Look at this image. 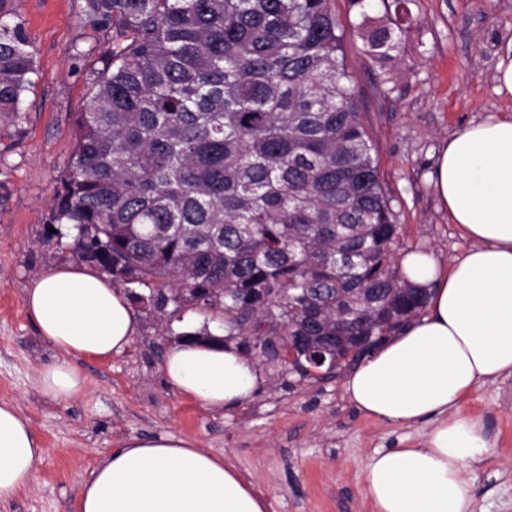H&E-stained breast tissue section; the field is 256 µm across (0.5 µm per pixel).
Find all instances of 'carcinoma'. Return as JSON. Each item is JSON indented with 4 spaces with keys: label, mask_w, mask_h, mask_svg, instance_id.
I'll list each match as a JSON object with an SVG mask.
<instances>
[{
    "label": "carcinoma",
    "mask_w": 512,
    "mask_h": 512,
    "mask_svg": "<svg viewBox=\"0 0 512 512\" xmlns=\"http://www.w3.org/2000/svg\"><path fill=\"white\" fill-rule=\"evenodd\" d=\"M364 54L400 51L415 0H348ZM0 0V112L18 118L36 71L26 23ZM111 48L55 193L53 223L152 313L204 312L245 352L310 376L357 365L424 311L428 292L392 264L390 198L344 54L332 0H82ZM352 356L336 360V337Z\"/></svg>",
    "instance_id": "carcinoma-1"
}]
</instances>
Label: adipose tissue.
Instances as JSON below:
<instances>
[{
  "instance_id": "ef3b65f1",
  "label": "adipose tissue",
  "mask_w": 512,
  "mask_h": 512,
  "mask_svg": "<svg viewBox=\"0 0 512 512\" xmlns=\"http://www.w3.org/2000/svg\"><path fill=\"white\" fill-rule=\"evenodd\" d=\"M432 181L469 249L451 265L411 252L402 274L430 291L428 312L393 336L344 381L349 399L381 421H431L415 448L376 451L365 473L372 512H471L464 478L491 448L480 420L461 401L481 381L512 374V119L490 118L442 146ZM28 317L60 354L39 373L41 395L82 397L74 357L121 354L139 329L127 294L97 268L54 265L32 279ZM168 383L221 411L252 398L263 382L235 344L178 342L167 351ZM43 449L19 408L0 403V503L32 478ZM80 512H268V505L223 458L186 438L133 437L82 481Z\"/></svg>"
}]
</instances>
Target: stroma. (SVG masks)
<instances>
[{
  "label": "stroma",
  "mask_w": 512,
  "mask_h": 512,
  "mask_svg": "<svg viewBox=\"0 0 512 512\" xmlns=\"http://www.w3.org/2000/svg\"><path fill=\"white\" fill-rule=\"evenodd\" d=\"M22 14L37 71L17 120L0 118V402L29 418L45 453L32 483L0 512H78L83 475L132 437L171 434L224 457L270 503L269 512H370L364 473L378 449L413 447L428 428L362 413L343 376L300 377L253 351L264 383L240 407L211 412L167 382L166 331L186 318L141 312L128 349L109 361L73 358L86 393L43 397L40 368L56 352L26 314L24 289L44 269L72 261L73 239L52 233L57 182L74 146L86 98L85 55L109 47L84 26L80 0H7ZM396 60L377 65L360 37L344 51L401 226L396 256L429 250L452 264L468 247L436 194L441 145L470 122L512 117V93L496 80L512 59V0H415ZM493 444L469 471L472 512H512V376L476 386L462 404Z\"/></svg>",
  "instance_id": "35a3bbf8"
}]
</instances>
